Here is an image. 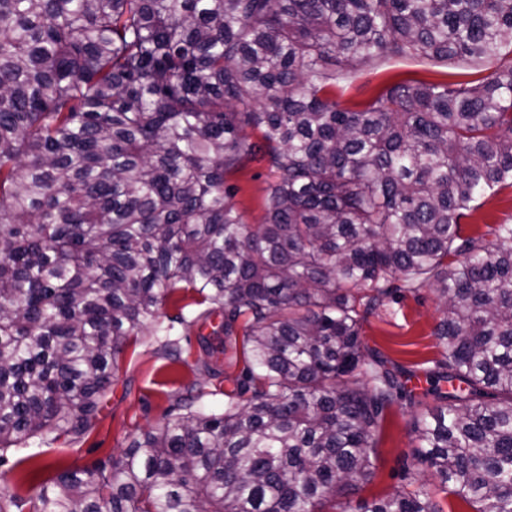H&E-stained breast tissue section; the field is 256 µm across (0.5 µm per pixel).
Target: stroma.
<instances>
[{"label": "stroma", "instance_id": "stroma-1", "mask_svg": "<svg viewBox=\"0 0 512 512\" xmlns=\"http://www.w3.org/2000/svg\"><path fill=\"white\" fill-rule=\"evenodd\" d=\"M490 66H465L440 62L423 57L382 59L358 71L352 81H340L331 93L344 106L357 109L387 86L399 82L471 81L488 76ZM273 176L265 161L256 159L235 176L229 184L238 187L236 196L239 211L246 223L258 224L263 218L266 189ZM512 223V189L501 191L487 199L483 206L464 219L465 233L485 231L493 223ZM397 317L386 313L370 317L363 334L370 347L380 349L397 363L405 366L424 363L438 356L439 350L432 329L439 318L435 296L422 291L419 297L399 300ZM221 316L214 315L203 324L191 328L175 327L174 339L181 350L180 361H173L161 350L163 338L154 331L130 344L119 360V371L112 383L98 422L93 431L81 441L72 443L60 439L39 448L38 457L31 462L0 466V494H26L30 472L40 478L55 476L58 466L91 467L108 461L125 448L140 430L161 423L172 414V393L193 381L189 365L209 358L216 370L206 377L210 396L204 397V407L220 410L224 407V389L240 369L235 359L222 352L206 354L205 344H218L217 330ZM414 411L393 409L385 424L377 450V469L372 481L362 491L363 496H384L406 484L408 474L432 481L430 470L414 458L411 426Z\"/></svg>", "mask_w": 512, "mask_h": 512}]
</instances>
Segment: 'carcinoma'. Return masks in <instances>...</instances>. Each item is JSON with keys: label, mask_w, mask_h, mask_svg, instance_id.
<instances>
[{"label": "carcinoma", "mask_w": 512, "mask_h": 512, "mask_svg": "<svg viewBox=\"0 0 512 512\" xmlns=\"http://www.w3.org/2000/svg\"><path fill=\"white\" fill-rule=\"evenodd\" d=\"M408 56L494 70L329 93ZM258 157L246 224L226 180ZM505 188L512 0H0V463L89 433L177 290L170 322L219 313L244 356L223 412L193 383L0 512H512V224L462 229ZM424 290L441 357L412 432L437 483L355 500L392 409L423 405L363 325Z\"/></svg>", "instance_id": "carcinoma-1"}]
</instances>
